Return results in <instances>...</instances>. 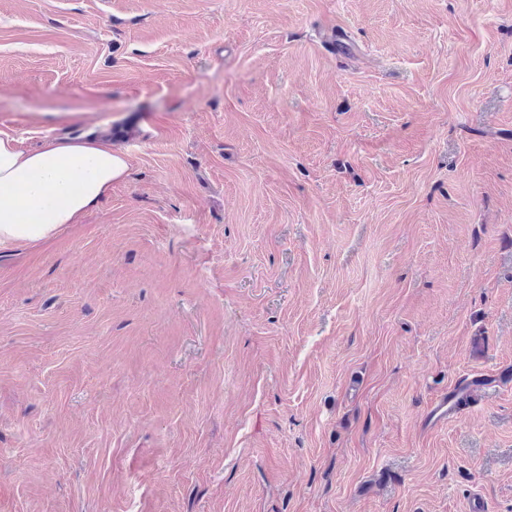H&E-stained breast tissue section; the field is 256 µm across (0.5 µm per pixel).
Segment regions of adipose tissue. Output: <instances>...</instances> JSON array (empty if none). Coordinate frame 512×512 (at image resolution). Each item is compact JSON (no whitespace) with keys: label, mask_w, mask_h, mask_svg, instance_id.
Wrapping results in <instances>:
<instances>
[{"label":"adipose tissue","mask_w":512,"mask_h":512,"mask_svg":"<svg viewBox=\"0 0 512 512\" xmlns=\"http://www.w3.org/2000/svg\"><path fill=\"white\" fill-rule=\"evenodd\" d=\"M129 170L107 129L93 128L22 148L0 129V249L54 238L81 223Z\"/></svg>","instance_id":"obj_1"}]
</instances>
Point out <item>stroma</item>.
Returning <instances> with one entry per match:
<instances>
[{
	"label": "stroma",
	"mask_w": 512,
	"mask_h": 512,
	"mask_svg": "<svg viewBox=\"0 0 512 512\" xmlns=\"http://www.w3.org/2000/svg\"><path fill=\"white\" fill-rule=\"evenodd\" d=\"M103 124L0 250V512H512V0H0V128ZM324 41L336 51V55L342 57H355L359 53V47L351 39L349 34L339 28L326 29L323 35ZM107 128L46 138L23 149L0 129V249L54 238L79 224L129 170ZM476 385L471 384L463 393L459 394V386L453 390L452 394L448 398H442L437 405L433 408L434 416L437 421L444 420L448 417H454L458 415L462 410L461 405L466 404L470 406L474 402H470L474 392L472 391Z\"/></svg>",
	"instance_id": "1"
}]
</instances>
